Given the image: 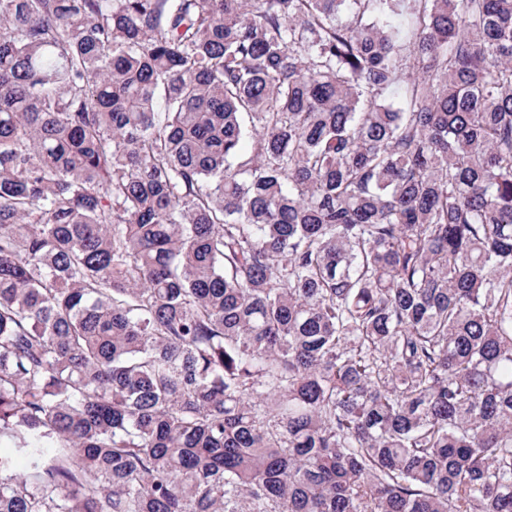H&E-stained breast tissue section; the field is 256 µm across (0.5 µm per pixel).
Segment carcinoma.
I'll use <instances>...</instances> for the list:
<instances>
[{"label":"carcinoma","mask_w":512,"mask_h":512,"mask_svg":"<svg viewBox=\"0 0 512 512\" xmlns=\"http://www.w3.org/2000/svg\"><path fill=\"white\" fill-rule=\"evenodd\" d=\"M0 512H512V0H0Z\"/></svg>","instance_id":"1"}]
</instances>
